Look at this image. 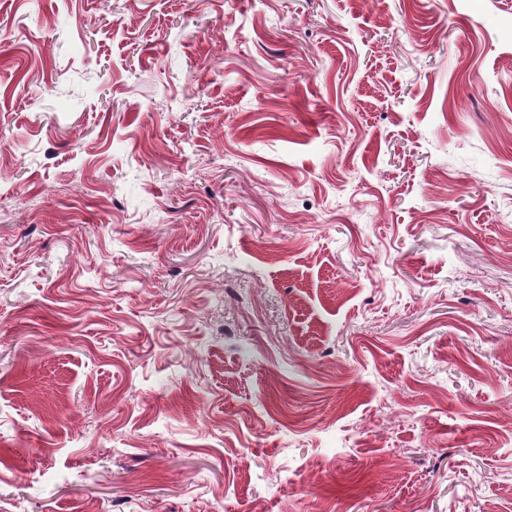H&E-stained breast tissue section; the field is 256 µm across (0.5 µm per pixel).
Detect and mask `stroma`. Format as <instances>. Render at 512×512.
I'll return each mask as SVG.
<instances>
[{"instance_id":"35a3bbf8","label":"stroma","mask_w":512,"mask_h":512,"mask_svg":"<svg viewBox=\"0 0 512 512\" xmlns=\"http://www.w3.org/2000/svg\"><path fill=\"white\" fill-rule=\"evenodd\" d=\"M0 512H512V0H0Z\"/></svg>"}]
</instances>
